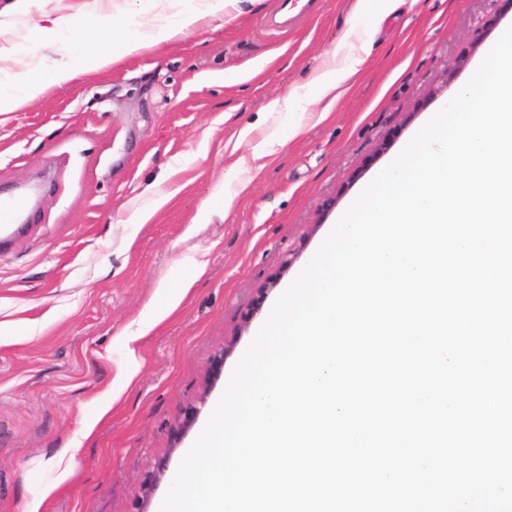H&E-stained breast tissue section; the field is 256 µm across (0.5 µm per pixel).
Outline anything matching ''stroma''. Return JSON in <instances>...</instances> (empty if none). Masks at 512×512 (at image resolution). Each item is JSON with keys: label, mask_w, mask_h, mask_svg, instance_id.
I'll return each instance as SVG.
<instances>
[{"label": "stroma", "mask_w": 512, "mask_h": 512, "mask_svg": "<svg viewBox=\"0 0 512 512\" xmlns=\"http://www.w3.org/2000/svg\"><path fill=\"white\" fill-rule=\"evenodd\" d=\"M354 2L286 14L278 0L246 2L0 114V188L53 176L27 227L0 242V512H24L72 443L74 474L43 512H155L225 374L326 226L512 26L504 0H409L375 25L330 117L289 139L297 113L265 106L322 66ZM77 6L87 43L122 35L83 0H0V47L25 37L28 18ZM275 50L270 69L225 84ZM247 125L284 145L265 166L247 161L249 187L228 205V139ZM158 192L170 200L156 209ZM206 204L215 214L198 222ZM141 210L152 216L138 224ZM164 281L190 290L125 348ZM121 364L138 367L136 381L100 414L95 398Z\"/></svg>", "instance_id": "stroma-1"}]
</instances>
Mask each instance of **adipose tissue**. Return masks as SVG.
<instances>
[{"label":"adipose tissue","mask_w":512,"mask_h":512,"mask_svg":"<svg viewBox=\"0 0 512 512\" xmlns=\"http://www.w3.org/2000/svg\"><path fill=\"white\" fill-rule=\"evenodd\" d=\"M164 2L171 7V14H159L158 18L147 23L126 24L121 38L106 41L97 47L71 43L63 45L67 63L50 70L31 62L37 53V43L52 36L55 30L69 25L70 20L60 17L48 27L33 24V42L16 45L11 51L12 61L23 63V70L9 74L7 79H0V112L16 111L43 96L52 87L108 69L131 54L180 37L203 19L223 18L230 11L239 10L243 0H202L200 8L192 12L177 10L178 0ZM363 62L360 56L343 63L337 62L335 57H328L307 81L306 92L291 89L288 95L271 100L266 109L285 112L295 107L307 117L326 120L330 115L329 103L335 102L338 89L352 80Z\"/></svg>","instance_id":"obj_1"}]
</instances>
